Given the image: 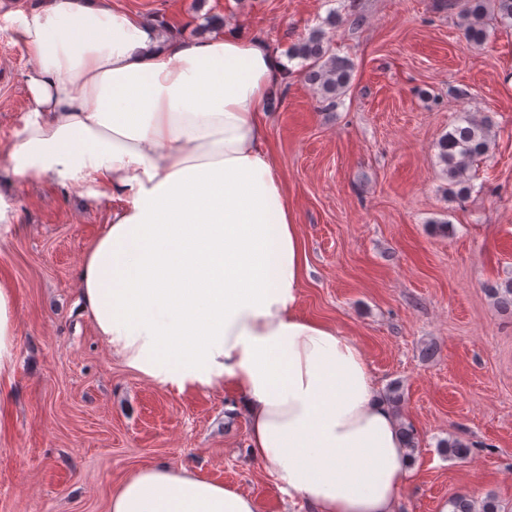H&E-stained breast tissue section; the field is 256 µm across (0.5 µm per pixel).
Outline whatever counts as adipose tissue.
Wrapping results in <instances>:
<instances>
[{"label":"adipose tissue","mask_w":512,"mask_h":512,"mask_svg":"<svg viewBox=\"0 0 512 512\" xmlns=\"http://www.w3.org/2000/svg\"><path fill=\"white\" fill-rule=\"evenodd\" d=\"M31 63L23 127L0 143L20 180L91 184L113 202L79 271L98 336L162 384L239 395L249 451L312 512H398L410 470L360 346L300 312L304 242L270 147L285 60L232 25L170 33L108 0L7 14ZM15 301L0 283V377ZM109 512H258L189 470L131 471Z\"/></svg>","instance_id":"1"}]
</instances>
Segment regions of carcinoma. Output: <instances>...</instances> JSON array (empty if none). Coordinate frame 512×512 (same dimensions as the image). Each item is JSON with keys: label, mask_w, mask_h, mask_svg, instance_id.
Segmentation results:
<instances>
[{"label": "carcinoma", "mask_w": 512, "mask_h": 512, "mask_svg": "<svg viewBox=\"0 0 512 512\" xmlns=\"http://www.w3.org/2000/svg\"><path fill=\"white\" fill-rule=\"evenodd\" d=\"M483 12V0H467L465 39L470 45L478 46L487 38ZM288 56L304 61L305 80L316 89L327 107H335L349 88L352 65L332 52L326 32L321 28L314 30L308 38L293 44ZM490 142L489 121L468 114L459 117L457 125L438 141V158L444 165L448 183L459 187L460 194L469 192V169L488 152Z\"/></svg>", "instance_id": "1"}]
</instances>
